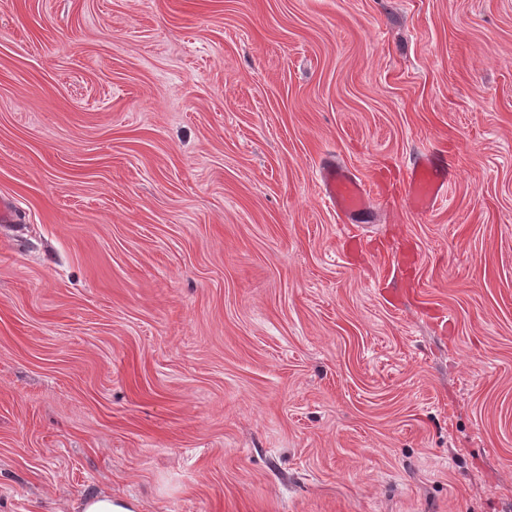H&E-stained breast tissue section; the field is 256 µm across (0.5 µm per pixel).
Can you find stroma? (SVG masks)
Wrapping results in <instances>:
<instances>
[{
    "mask_svg": "<svg viewBox=\"0 0 512 512\" xmlns=\"http://www.w3.org/2000/svg\"><path fill=\"white\" fill-rule=\"evenodd\" d=\"M1 197L0 512H512V0H0ZM448 176L444 168L427 155H421L409 168L407 203L422 213H428L447 198ZM318 181L323 201L340 219L367 215L374 201L388 190L384 180L367 182L334 164L319 171Z\"/></svg>",
    "mask_w": 512,
    "mask_h": 512,
    "instance_id": "35a3bbf8",
    "label": "stroma"
}]
</instances>
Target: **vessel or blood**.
Segmentation results:
<instances>
[{
  "mask_svg": "<svg viewBox=\"0 0 512 512\" xmlns=\"http://www.w3.org/2000/svg\"><path fill=\"white\" fill-rule=\"evenodd\" d=\"M318 181L323 201L341 218L354 219L367 215L375 200L388 190L384 180L367 182L332 164L320 170ZM447 194L448 176L445 169L428 156L417 158L409 168L408 204L428 213L446 199Z\"/></svg>",
  "mask_w": 512,
  "mask_h": 512,
  "instance_id": "b4317fda",
  "label": "vessel or blood"
}]
</instances>
